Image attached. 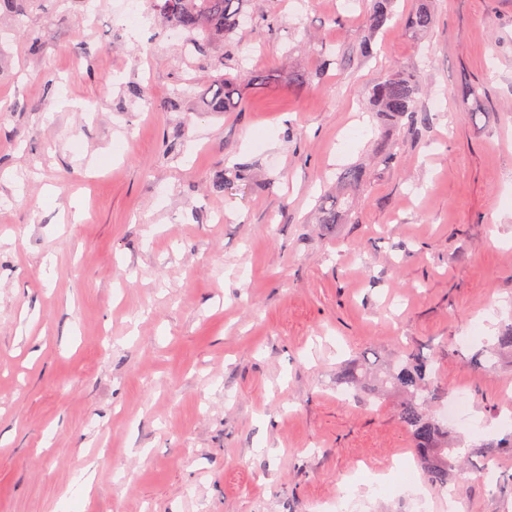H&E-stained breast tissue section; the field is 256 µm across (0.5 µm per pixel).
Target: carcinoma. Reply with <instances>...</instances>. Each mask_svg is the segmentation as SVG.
I'll list each match as a JSON object with an SVG mask.
<instances>
[{"instance_id":"1","label":"carcinoma","mask_w":512,"mask_h":512,"mask_svg":"<svg viewBox=\"0 0 512 512\" xmlns=\"http://www.w3.org/2000/svg\"><path fill=\"white\" fill-rule=\"evenodd\" d=\"M155 13L171 22L186 36L190 52L202 57L210 55L219 46L226 48L233 43L232 34L237 29L246 0H150ZM392 0H374L369 14V27L360 43V53L371 52L374 33L388 18ZM434 23V11L429 3L405 18V25L418 33L427 31ZM217 89L213 91L209 108L213 112L236 109L234 101L235 78L223 73L213 79ZM419 79L411 73L396 72L370 89L368 100L373 111L390 120L404 116L415 118ZM340 199L331 204H321L322 224H337L343 213ZM384 382L407 394L400 407V419L410 433L413 448L423 464L427 482L437 488L448 486V473L461 465L462 453L448 447V430L429 413L435 399L432 361L417 359L407 354L400 358L386 373Z\"/></svg>"}]
</instances>
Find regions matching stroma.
Listing matches in <instances>:
<instances>
[{"mask_svg":"<svg viewBox=\"0 0 512 512\" xmlns=\"http://www.w3.org/2000/svg\"><path fill=\"white\" fill-rule=\"evenodd\" d=\"M122 3L0 12V512H319L347 485L353 512H418L379 384L405 351L482 418L449 430L473 463L428 512H512L482 478L512 474V352L488 353L512 325V0H433L423 34L394 0L367 57L372 0H252L234 112L148 0L117 31ZM395 65L412 123L364 106Z\"/></svg>","mask_w":512,"mask_h":512,"instance_id":"35a3bbf8","label":"stroma"}]
</instances>
